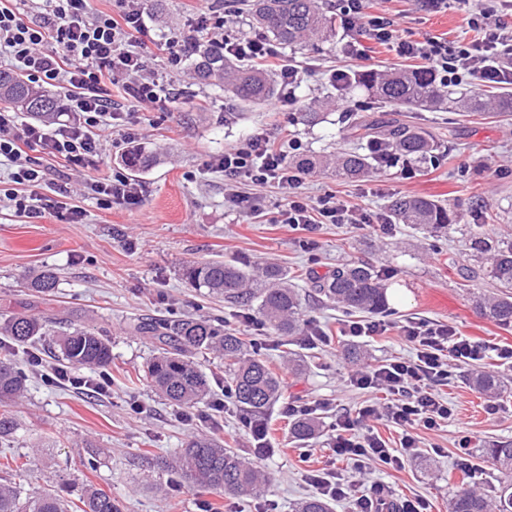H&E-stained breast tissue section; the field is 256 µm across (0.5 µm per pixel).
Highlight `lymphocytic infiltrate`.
Segmentation results:
<instances>
[{"label":"lymphocytic infiltrate","mask_w":512,"mask_h":512,"mask_svg":"<svg viewBox=\"0 0 512 512\" xmlns=\"http://www.w3.org/2000/svg\"><path fill=\"white\" fill-rule=\"evenodd\" d=\"M501 0H480L477 11L480 37L449 52L435 37L422 41L399 38L387 14L365 15L364 0H341L343 27L356 34L351 52L362 57L366 41L388 45L398 56L427 61L441 85L470 77L473 88L512 80V65L500 59L512 57V33L503 31L495 19ZM142 0H112L107 12L93 11L91 0H0V59L20 71L31 82L63 84L69 89L67 109L74 122L48 127L20 120L18 113L0 108V165L9 166L10 186L1 196L16 213L32 219L62 216L82 220L84 210L70 203L71 190L62 186L57 197L38 193L47 173L33 161L31 151L40 149L77 170L95 163L104 154L105 131L116 118L113 89H121L133 111H152L170 99L169 76L180 74L182 63L191 56L198 40L222 44L225 55L239 61L276 68L283 86L297 82L296 67L281 62L280 54L265 37L246 40L231 37L227 20L218 11L202 12L188 33L162 34L157 47L164 55L165 70L148 68L138 36L146 27ZM297 142L276 146L264 133L225 148L211 167L223 172L226 181H246L256 186L279 189L285 201L279 221L304 230L317 224H366L370 218L350 210L335 195L309 199L303 190L301 169L292 166L290 152ZM395 331L409 344L414 355L385 361L350 377L359 389L387 391L391 400L376 407L366 406L356 417L337 420L332 438L334 453L358 471L380 462L397 469L405 456L416 452L418 428L433 429L452 415L447 401L436 392L447 384L449 360L461 365L482 361L488 352L512 363V348L489 344L460 335L455 328L438 322L410 319L396 324L383 320L349 322L352 337H374ZM385 421L400 431L398 447H390L372 428ZM311 484L333 500L347 501L350 512H425L423 500H394L390 486L379 483L366 493L333 474L310 475Z\"/></svg>","instance_id":"1"}]
</instances>
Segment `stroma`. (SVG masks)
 <instances>
[{
  "instance_id": "35a3bbf8",
  "label": "stroma",
  "mask_w": 512,
  "mask_h": 512,
  "mask_svg": "<svg viewBox=\"0 0 512 512\" xmlns=\"http://www.w3.org/2000/svg\"><path fill=\"white\" fill-rule=\"evenodd\" d=\"M224 10L226 0H162L163 14H149L142 37L149 67L162 66L158 36L169 30H187L189 7ZM388 12L400 37L421 41L438 36L449 46L466 45L477 38L471 20L474 0H448L438 13L420 9L417 0H368L367 14ZM352 37L336 26L327 41L303 47H281L286 63L298 66L294 90L277 89L271 100L241 101L216 86H202L186 75L173 77L172 101L166 110L131 112L120 91L112 98L122 122L138 128L137 145L155 161L132 179L140 189L137 203L113 202L104 208L84 198L81 223L55 217L17 216L0 202V322L18 313L47 319L52 330L86 327L109 340L111 385L106 392L94 387L74 389L50 385L45 375L61 369L56 346L38 342L19 346L0 338V357L26 368V390L13 405L18 429L8 455L27 463L30 487L77 483L112 492L123 512H291L299 499L314 494L307 479L312 471L336 472L349 481L389 483L398 497L427 501L428 512H448L456 485L467 481L486 494L499 486V472L480 457L490 444L512 442V365L496 355L485 368L504 376L500 394L488 397L468 383V366H456L439 393L452 416L432 430H419V448L401 469L371 468L365 477L347 469L330 446L337 418L356 416L359 408L389 402L388 393L346 386L355 366L342 354L356 344L368 351L366 365L387 359L409 358L413 349L395 334L359 340L344 336V312L309 299L303 305L308 323L321 327L330 340L309 345L296 338L294 348L310 356L305 372L289 373L281 359L280 337L244 321L242 309L209 298L204 290L185 283L179 271L194 261L218 258L258 268L278 262L289 270L325 274L349 260H366L387 275L388 321L411 317L453 326L461 335L501 347H512V330L484 318L472 295L463 290L460 268L469 266L461 232L439 236L396 223L390 230L370 224H324L312 231L278 223L284 205L271 186L258 189L259 211L232 199L234 188L223 173L208 168V161L251 133L264 131L276 140L293 139L301 153L332 155L348 148L344 111L382 113V105L367 92L349 91L333 81L334 70H384L401 60L388 47L371 44L366 57L349 58L346 43ZM326 102V121L307 124L303 119L313 102ZM412 123L443 139L437 159L424 164H400L380 173L346 182L329 172L306 174L303 191L310 198L333 193L353 210L370 216L386 212L400 195L431 197L463 216L475 207L496 217L494 228L512 234V115L493 112L462 116L449 109L411 112ZM129 148L116 140L107 146V161L97 168L73 171L51 166L47 154L35 151L49 168L50 183L82 190L85 183L122 169L121 156ZM58 276L48 294L26 286L44 270ZM204 315L224 320L246 340L264 342V357L283 380V394L263 421L274 446L272 456L257 460L242 414L226 407L212 414L209 404L197 405L191 415L153 391L139 376L155 354L154 345L130 329L134 316L180 317ZM41 366H33L30 354ZM316 405L322 433L301 445L289 434L288 401ZM496 414H488L489 405ZM205 433L224 442L247 461H260L269 477L258 494L218 495L200 488L169 491L166 466L191 436ZM470 437L469 467L459 462V442ZM96 457L95 469L85 462Z\"/></svg>"
}]
</instances>
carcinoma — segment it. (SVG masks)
I'll return each mask as SVG.
<instances>
[{
	"label": "carcinoma",
	"instance_id": "obj_1",
	"mask_svg": "<svg viewBox=\"0 0 512 512\" xmlns=\"http://www.w3.org/2000/svg\"><path fill=\"white\" fill-rule=\"evenodd\" d=\"M253 23L269 37L287 45H304L313 39H325L332 33V21L322 12L317 0H252ZM200 83H218L243 101L262 102L275 91L269 76L258 70L242 68L224 56V47L198 45L192 63ZM372 96L395 109L409 106L438 105L442 95L434 86L432 74L424 68L398 70L381 75L364 72L353 80ZM0 102L10 104L28 115L50 120L59 113L58 98L33 87L15 72L0 71ZM349 138L358 145L373 147L382 143L394 148L396 159L405 162L432 157L437 142L432 134L397 116H376L354 112L347 124ZM122 162L133 171L150 165L144 150H129ZM333 171L343 179L363 178L375 173L373 153L352 148L336 156ZM403 224H411L431 233L454 229L456 215L435 200L424 197H400L390 208ZM490 216L478 212L465 234L471 256L483 268L484 279L493 291L477 301L485 317L499 327L512 328V237H503L488 229ZM184 276L197 288H205L214 298L236 307L255 311L260 324L271 335L293 339L303 332L301 295L292 284V276L278 265L267 264L254 273L247 266L224 261L192 263ZM386 276L372 263L358 260L341 264L325 275L310 277L314 295L348 313L379 314L385 311ZM56 276L47 270L33 278L29 287L40 293L55 288ZM132 330L152 341L159 349L149 362L145 377L169 401L192 408L210 393V382L195 360L206 351L224 357L228 366L231 399L254 419L259 420L281 395V382L266 360L250 349V344L235 332L208 317L176 319L137 318ZM0 335L18 344H32L49 335L47 322L27 315H15L0 324ZM61 359L74 368L96 370L112 362L109 341L87 329H75L56 339ZM25 372L0 359V441H9L16 423L9 406L20 398ZM474 388L486 395L501 391L499 376L486 372L471 373ZM293 437H313L319 431L316 420L296 417L290 427ZM503 475L493 497L467 483H461L448 502V512H512V443L501 442L482 449ZM211 491L257 493L268 476L221 442L205 437L193 438L171 466L170 485L177 491L182 481ZM79 512H121L112 494L102 490H84L79 496ZM0 512H73L69 500L53 488L30 489L23 482L0 485ZM295 512H332L327 500L319 496L301 499Z\"/></svg>",
	"mask_w": 512,
	"mask_h": 512
}]
</instances>
